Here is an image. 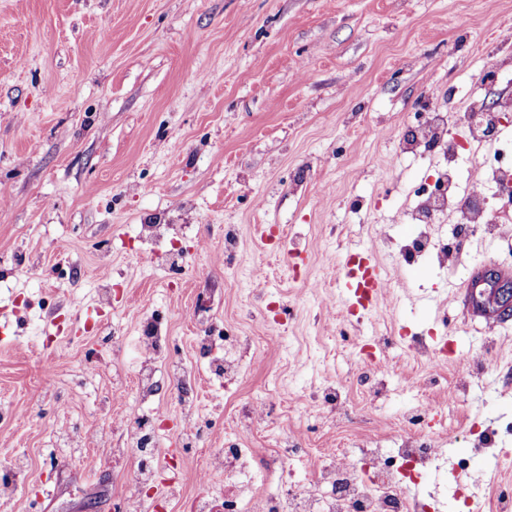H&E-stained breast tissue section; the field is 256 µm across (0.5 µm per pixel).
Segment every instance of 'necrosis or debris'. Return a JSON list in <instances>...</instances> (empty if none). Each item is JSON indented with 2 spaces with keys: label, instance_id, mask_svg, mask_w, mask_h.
<instances>
[{
  "label": "necrosis or debris",
  "instance_id": "4bbe7bcc",
  "mask_svg": "<svg viewBox=\"0 0 512 512\" xmlns=\"http://www.w3.org/2000/svg\"><path fill=\"white\" fill-rule=\"evenodd\" d=\"M509 120L510 96L501 98L493 112L477 102L455 115L433 109L412 137L401 140L402 152L426 155L434 163L431 180L415 190L402 209L417 229L400 250L405 264L430 256L443 263L455 260L447 241L432 233L433 224L446 212L456 213L459 224L476 230L512 224V145L503 146L491 162L479 155L490 129ZM467 155L478 183L460 175ZM489 189L502 192L507 205L490 207L485 195ZM435 411V405L427 404L408 415L410 435L394 455L381 448H347L340 456L325 458L303 485L290 479L294 461L305 453L294 435L280 437L271 457L262 460L257 449L246 447V433H238L225 442L215 456L216 467L202 478L206 484L223 482V503L203 494L193 502L192 512H427L426 505L404 494L402 483L437 467L438 449L416 439L426 416ZM267 482L277 484V493H260Z\"/></svg>",
  "mask_w": 512,
  "mask_h": 512
}]
</instances>
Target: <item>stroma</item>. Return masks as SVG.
<instances>
[{"label": "stroma", "mask_w": 512, "mask_h": 512, "mask_svg": "<svg viewBox=\"0 0 512 512\" xmlns=\"http://www.w3.org/2000/svg\"><path fill=\"white\" fill-rule=\"evenodd\" d=\"M511 74L512 0H0V466L22 464L0 512H113L171 450L185 479L162 512H190L259 398L270 413L249 445L297 430V481L366 425L439 402L425 437L448 469L481 473V512L507 506L512 318L488 322L467 285L512 271V224L464 234L443 218L459 264L406 268L416 229L394 217L432 173L397 154L424 101L490 104ZM362 250L387 287L347 322L322 254ZM149 320L171 345L146 398ZM386 329L361 359L357 342ZM227 331L242 371L224 384L199 338ZM415 333L447 337L437 367L409 350ZM328 387L340 414L313 401ZM138 409L155 420L149 455L130 443Z\"/></svg>", "instance_id": "1"}]
</instances>
